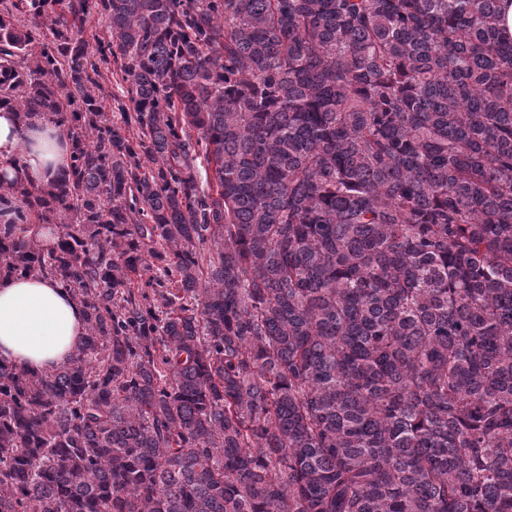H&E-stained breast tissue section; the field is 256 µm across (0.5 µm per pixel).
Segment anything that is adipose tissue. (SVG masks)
Wrapping results in <instances>:
<instances>
[{"label":"adipose tissue","mask_w":512,"mask_h":512,"mask_svg":"<svg viewBox=\"0 0 512 512\" xmlns=\"http://www.w3.org/2000/svg\"><path fill=\"white\" fill-rule=\"evenodd\" d=\"M71 150L63 121L35 116L20 123L0 104V174L43 185L66 168ZM85 313L52 278H0V364L43 371L68 364L84 332Z\"/></svg>","instance_id":"1"}]
</instances>
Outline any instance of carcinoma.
Masks as SVG:
<instances>
[{
    "label": "carcinoma",
    "mask_w": 512,
    "mask_h": 512,
    "mask_svg": "<svg viewBox=\"0 0 512 512\" xmlns=\"http://www.w3.org/2000/svg\"><path fill=\"white\" fill-rule=\"evenodd\" d=\"M500 20L0 0V103L72 117L59 179L0 178V273L85 309L69 364H0V512H512Z\"/></svg>",
    "instance_id": "cac0c4a2"
}]
</instances>
